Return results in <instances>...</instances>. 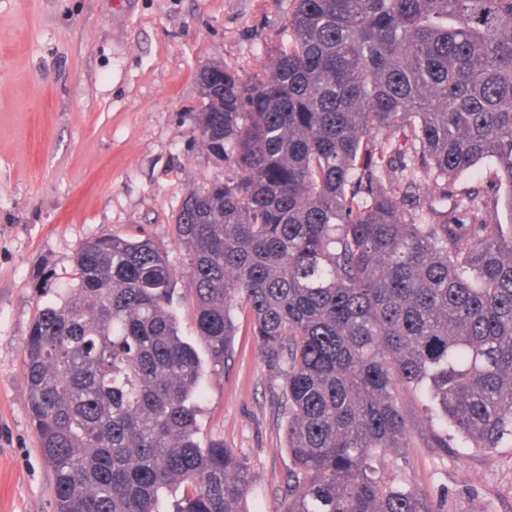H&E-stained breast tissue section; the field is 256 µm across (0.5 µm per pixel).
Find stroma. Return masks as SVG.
Returning <instances> with one entry per match:
<instances>
[{
	"instance_id": "stroma-1",
	"label": "stroma",
	"mask_w": 512,
	"mask_h": 512,
	"mask_svg": "<svg viewBox=\"0 0 512 512\" xmlns=\"http://www.w3.org/2000/svg\"><path fill=\"white\" fill-rule=\"evenodd\" d=\"M294 0H0V512H56L52 475L28 411L23 345L39 310L62 302L75 256L105 234L150 237L177 272L189 255L173 235L187 196L235 176L201 145L197 81L220 64L251 83L288 37ZM388 179L402 209L444 208L479 192L487 221L512 220L495 160L440 200L401 132ZM234 357L201 380V443L223 441L252 476L249 512H277L290 461L280 408L284 378L261 359L250 316L236 312ZM409 434L382 463L441 512H512V446L439 448L423 395L397 386Z\"/></svg>"
}]
</instances>
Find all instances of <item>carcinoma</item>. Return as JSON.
<instances>
[{
    "label": "carcinoma",
    "instance_id": "carcinoma-1",
    "mask_svg": "<svg viewBox=\"0 0 512 512\" xmlns=\"http://www.w3.org/2000/svg\"><path fill=\"white\" fill-rule=\"evenodd\" d=\"M289 39L251 85L214 64L199 137L237 177L190 194L176 240L208 362L178 333L177 273L148 239L105 234L35 318L29 411L57 512H249L247 466L197 441L205 369L246 309L283 372L279 512H440L379 463L405 447L394 391H424L439 448L512 444V224L403 218L383 174L401 131L437 189L499 163L512 214V0H294Z\"/></svg>",
    "mask_w": 512,
    "mask_h": 512
}]
</instances>
